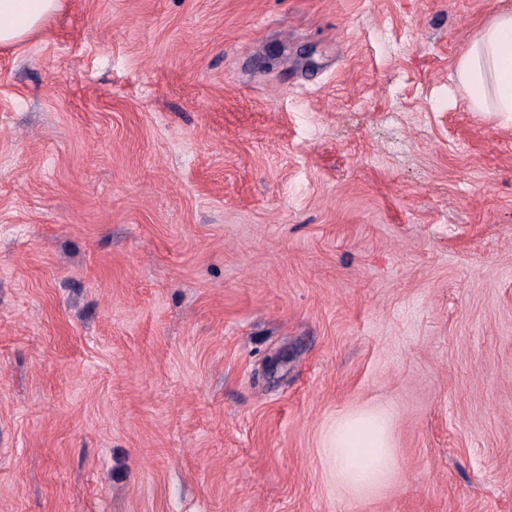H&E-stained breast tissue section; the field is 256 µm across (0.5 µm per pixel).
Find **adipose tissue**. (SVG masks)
<instances>
[{
    "label": "adipose tissue",
    "mask_w": 512,
    "mask_h": 512,
    "mask_svg": "<svg viewBox=\"0 0 512 512\" xmlns=\"http://www.w3.org/2000/svg\"><path fill=\"white\" fill-rule=\"evenodd\" d=\"M61 0H0V48L22 42L60 9ZM456 88L469 111L492 112L512 125V10L497 12L456 63ZM328 478L358 493L378 485L395 459L388 424L380 413L339 418L324 448Z\"/></svg>",
    "instance_id": "ef3b65f1"
}]
</instances>
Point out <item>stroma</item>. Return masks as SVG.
I'll list each match as a JSON object with an SVG mask.
<instances>
[{
	"mask_svg": "<svg viewBox=\"0 0 512 512\" xmlns=\"http://www.w3.org/2000/svg\"><path fill=\"white\" fill-rule=\"evenodd\" d=\"M509 7L63 0L0 50V512H512V126L453 82ZM324 446L328 478L349 493L378 485L395 463L388 424L374 411L354 412L336 420Z\"/></svg>",
	"mask_w": 512,
	"mask_h": 512,
	"instance_id": "obj_1",
	"label": "stroma"
}]
</instances>
